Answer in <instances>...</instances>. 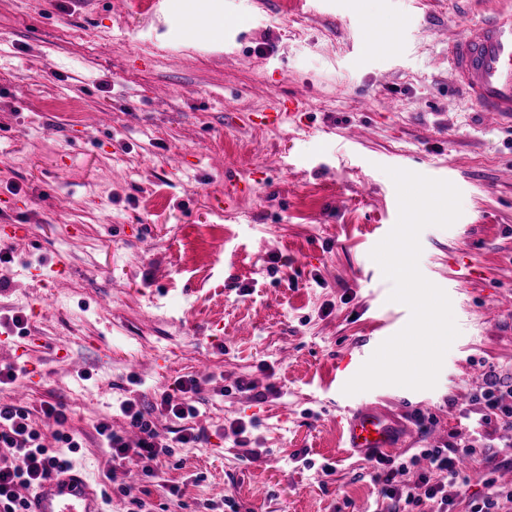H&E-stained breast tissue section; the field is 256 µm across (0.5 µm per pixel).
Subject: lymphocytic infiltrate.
Listing matches in <instances>:
<instances>
[{
    "instance_id": "lymphocytic-infiltrate-1",
    "label": "lymphocytic infiltrate",
    "mask_w": 512,
    "mask_h": 512,
    "mask_svg": "<svg viewBox=\"0 0 512 512\" xmlns=\"http://www.w3.org/2000/svg\"><path fill=\"white\" fill-rule=\"evenodd\" d=\"M200 390L197 379L177 380L171 391L161 395L156 408L174 419L194 418L198 413L194 397ZM477 400L484 408L483 423L512 424V384H502L496 374H488ZM120 411L138 429L139 439L128 442L104 418L95 426L102 445L108 448L113 461L153 474L161 459L170 456V444L135 402H123ZM0 449L10 456L9 462L0 463V512H24L28 492L48 478L54 468L69 464L62 453L43 445L42 436L30 424L27 412L13 404L0 403ZM473 454V447L455 444L419 449L416 456L399 464L379 456L372 478L391 506H423L428 512H449L471 482L472 475L463 468L462 460ZM422 458L428 460L429 472L417 471V462Z\"/></svg>"
}]
</instances>
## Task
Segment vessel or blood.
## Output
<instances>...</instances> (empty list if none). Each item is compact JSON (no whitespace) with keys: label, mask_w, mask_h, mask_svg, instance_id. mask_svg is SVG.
I'll return each instance as SVG.
<instances>
[{"label":"vessel or blood","mask_w":512,"mask_h":512,"mask_svg":"<svg viewBox=\"0 0 512 512\" xmlns=\"http://www.w3.org/2000/svg\"><path fill=\"white\" fill-rule=\"evenodd\" d=\"M448 71L479 111L499 122L512 119V10L490 11L467 26L448 47ZM302 106L298 96L273 97L256 117L261 125L274 126ZM340 432L346 447L362 458L399 453L411 438L405 421L376 403L349 412ZM103 503V495L73 468L40 483L26 512H103Z\"/></svg>","instance_id":"vessel-or-blood-1"}]
</instances>
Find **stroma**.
Masks as SVG:
<instances>
[{
	"label": "stroma",
	"mask_w": 512,
	"mask_h": 512,
	"mask_svg": "<svg viewBox=\"0 0 512 512\" xmlns=\"http://www.w3.org/2000/svg\"><path fill=\"white\" fill-rule=\"evenodd\" d=\"M213 7L218 49L188 43L160 0H0V225L22 227L0 263V337L26 314L29 348L0 403L20 404L46 447L55 432L76 437L105 512H224L228 495L240 512H382L370 463L339 445L336 423L357 404H397L415 425L406 455L476 446L453 508L469 512L486 466L512 476V426L480 424L484 382L471 376L476 366L512 382V308L499 306L512 295V125L484 126L452 86L448 43L512 0ZM372 26L394 36L392 51L371 46ZM299 93L295 117L251 123L270 96ZM390 167L461 193L451 226L421 231L418 261L459 334L434 388L348 395L388 337L381 322L399 331L410 319L370 256L398 219ZM228 182L240 193L222 208ZM21 265L37 277H16ZM58 342L76 371L55 361ZM187 377L201 383L191 447L154 408ZM127 400L174 444L155 476L110 462L94 431L107 415L136 441ZM46 401L63 404L65 424L45 423ZM236 420L249 448L234 442ZM131 485L142 504L122 495Z\"/></svg>",
	"instance_id": "35a3bbf8"
}]
</instances>
